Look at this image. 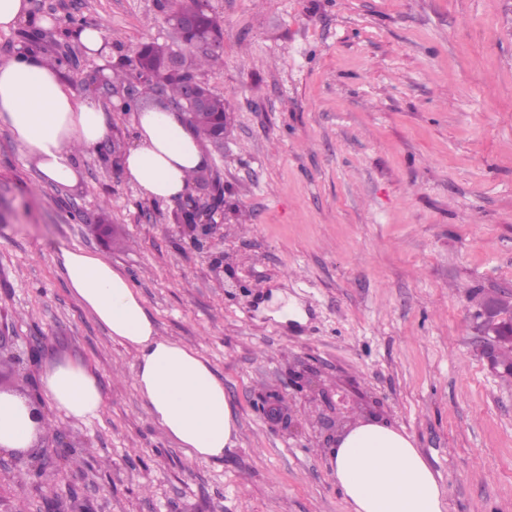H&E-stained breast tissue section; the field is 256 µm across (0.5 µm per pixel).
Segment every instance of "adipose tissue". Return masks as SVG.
Here are the masks:
<instances>
[{"label":"adipose tissue","mask_w":512,"mask_h":512,"mask_svg":"<svg viewBox=\"0 0 512 512\" xmlns=\"http://www.w3.org/2000/svg\"><path fill=\"white\" fill-rule=\"evenodd\" d=\"M110 111L78 97L60 67L28 49L0 60V125L21 154L49 183L77 187L76 151L105 140ZM118 165L152 202L188 194L192 174L207 171L211 158L193 127L176 111L139 110L136 139ZM58 263L83 308L113 340L135 353L134 380L152 421L200 463L217 462L237 446V421L224 380L190 347L159 336L144 298L129 278L100 254L60 248ZM39 393L66 417H99L102 390L83 364L55 362L39 380ZM44 424L31 417L28 397L0 392V450L33 448ZM336 484L350 512H445L437 477L410 436L387 423L358 424L329 451Z\"/></svg>","instance_id":"1"}]
</instances>
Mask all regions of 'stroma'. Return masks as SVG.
Here are the masks:
<instances>
[{
    "mask_svg": "<svg viewBox=\"0 0 512 512\" xmlns=\"http://www.w3.org/2000/svg\"><path fill=\"white\" fill-rule=\"evenodd\" d=\"M50 18L39 49L78 57L79 97L111 106L146 42L167 44L171 0H29ZM223 63L200 73L224 96L232 134L212 152L219 229L193 244L175 203L141 198L112 160L135 115L112 114L104 144L80 153L74 189L40 181L0 126V322L13 339L0 385L34 392L62 358L99 379L104 409L81 422L49 403L39 447L71 459L28 464L0 452V512H349L316 410L298 426L254 407L316 368L351 401L382 404L434 469L448 512H512V378L477 347L479 302L512 286V0H208ZM106 33L110 66L85 55L65 21ZM107 219L125 248L93 231ZM98 252L143 296L160 336L195 348L224 379L236 448L198 463L150 419L113 341L70 292L59 247ZM302 320L269 313L274 292ZM45 341L18 367L26 339Z\"/></svg>",
    "mask_w": 512,
    "mask_h": 512,
    "instance_id": "1",
    "label": "stroma"
}]
</instances>
